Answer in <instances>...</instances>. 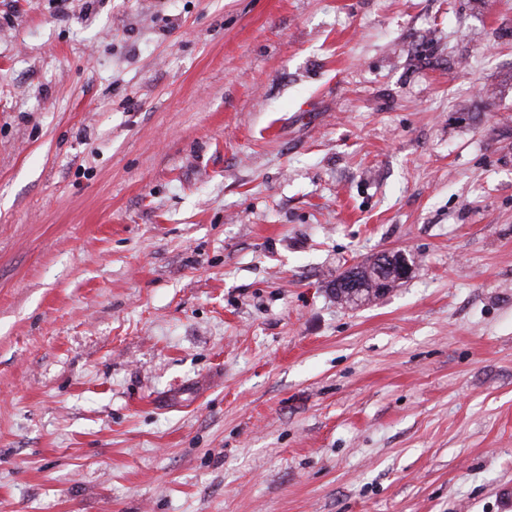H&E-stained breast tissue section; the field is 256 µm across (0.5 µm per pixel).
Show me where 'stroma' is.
<instances>
[{
	"label": "stroma",
	"mask_w": 512,
	"mask_h": 512,
	"mask_svg": "<svg viewBox=\"0 0 512 512\" xmlns=\"http://www.w3.org/2000/svg\"><path fill=\"white\" fill-rule=\"evenodd\" d=\"M0 512H512V0H0ZM383 255L386 256V258L388 259V262L390 263V265H388V264L384 265L383 263L381 264L382 267L384 268V270H387L393 266H396L398 273L400 274V277L402 279L407 278L412 273L414 266H415L414 261L412 263L410 261V257L408 255H406L405 253L383 254ZM384 270H381L379 268L377 270L378 283L382 284V286L379 290L381 293L389 291L387 289L388 281L385 280ZM385 274L387 276H389L392 274V271L387 270ZM354 268L359 269L357 274H359V273L362 274V278L364 279V282L366 285V288L364 289L358 302L351 300L350 297L345 292L342 291L343 284L341 283V281L346 277L345 272L340 274L336 278V298L346 304H349V305H358L359 303H362L363 301L369 300L371 296L376 297V294L372 291V289L374 288V286L372 284V278H373V273L375 271V266L373 265V263H371L368 266H357Z\"/></svg>",
	"instance_id": "1"
}]
</instances>
